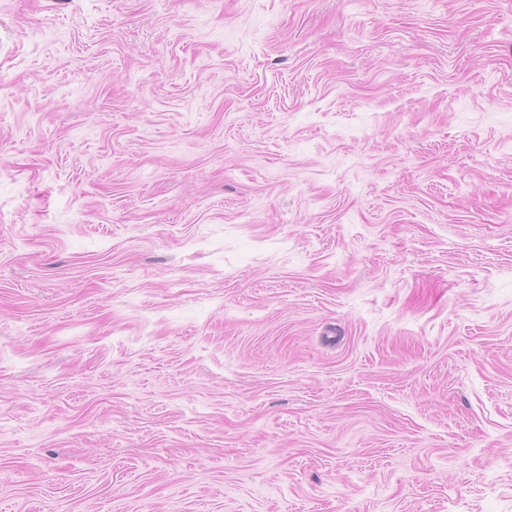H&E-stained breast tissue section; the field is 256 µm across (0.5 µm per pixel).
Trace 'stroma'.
I'll use <instances>...</instances> for the list:
<instances>
[{
	"label": "stroma",
	"instance_id": "1",
	"mask_svg": "<svg viewBox=\"0 0 512 512\" xmlns=\"http://www.w3.org/2000/svg\"><path fill=\"white\" fill-rule=\"evenodd\" d=\"M0 512H512V0H0Z\"/></svg>",
	"mask_w": 512,
	"mask_h": 512
}]
</instances>
